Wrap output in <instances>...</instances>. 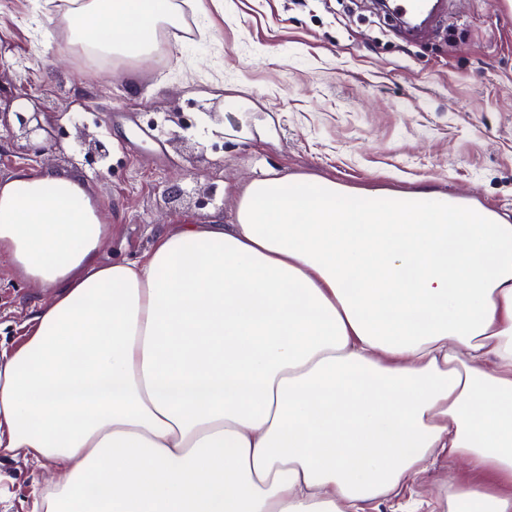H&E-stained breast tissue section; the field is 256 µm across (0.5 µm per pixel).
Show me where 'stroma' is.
Listing matches in <instances>:
<instances>
[{"instance_id": "35a3bbf8", "label": "stroma", "mask_w": 512, "mask_h": 512, "mask_svg": "<svg viewBox=\"0 0 512 512\" xmlns=\"http://www.w3.org/2000/svg\"><path fill=\"white\" fill-rule=\"evenodd\" d=\"M141 61L61 55L69 0H0V87L30 97L55 146L25 156L0 139V180L21 168L80 173L112 226L101 258L135 261L170 224L235 221L244 186L310 174L357 190L430 189L512 216V0H458L447 25L402 37L374 0H177ZM80 112L84 131L70 113ZM176 113L183 141L155 120ZM102 141L110 173L74 149ZM183 180L187 196L165 195ZM0 259V349L22 346L47 302ZM448 471L438 455L416 484L371 512H431ZM62 472L0 454V512H30L34 486Z\"/></svg>"}]
</instances>
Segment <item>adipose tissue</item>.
<instances>
[{
    "label": "adipose tissue",
    "mask_w": 512,
    "mask_h": 512,
    "mask_svg": "<svg viewBox=\"0 0 512 512\" xmlns=\"http://www.w3.org/2000/svg\"><path fill=\"white\" fill-rule=\"evenodd\" d=\"M67 22L90 53L141 58L177 16L71 0ZM366 197L258 178L234 223L107 264L80 174L0 181V256L50 297L0 353V448L65 474L33 512H367L442 453V512H512V221Z\"/></svg>",
    "instance_id": "obj_1"
}]
</instances>
